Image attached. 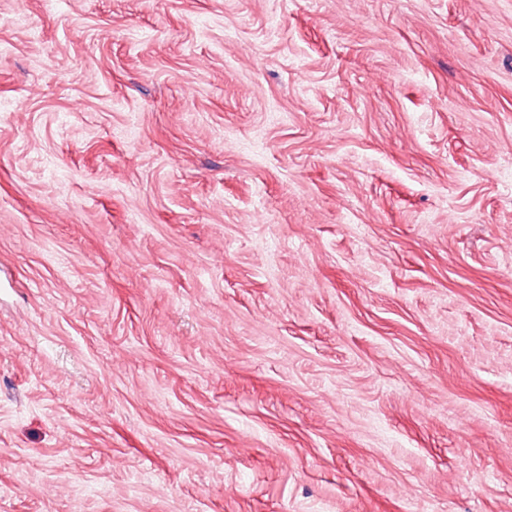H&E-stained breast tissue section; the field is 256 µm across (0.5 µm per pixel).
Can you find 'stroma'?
Segmentation results:
<instances>
[{"label": "stroma", "mask_w": 512, "mask_h": 512, "mask_svg": "<svg viewBox=\"0 0 512 512\" xmlns=\"http://www.w3.org/2000/svg\"><path fill=\"white\" fill-rule=\"evenodd\" d=\"M0 512H512V0H0Z\"/></svg>", "instance_id": "stroma-1"}]
</instances>
